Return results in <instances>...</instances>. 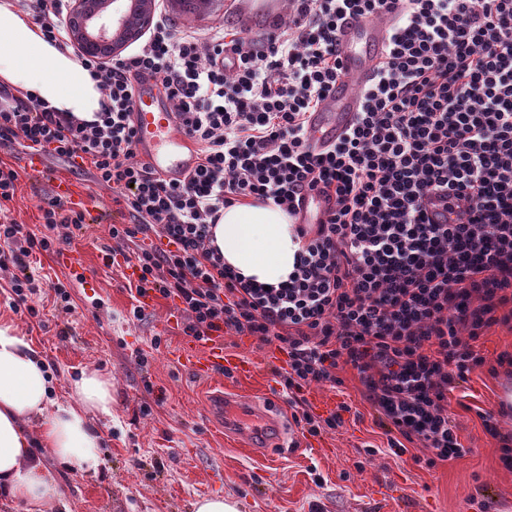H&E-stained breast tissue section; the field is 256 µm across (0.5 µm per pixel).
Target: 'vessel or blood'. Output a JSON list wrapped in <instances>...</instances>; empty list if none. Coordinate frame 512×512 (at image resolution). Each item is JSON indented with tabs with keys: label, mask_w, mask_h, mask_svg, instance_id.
<instances>
[{
	"label": "vessel or blood",
	"mask_w": 512,
	"mask_h": 512,
	"mask_svg": "<svg viewBox=\"0 0 512 512\" xmlns=\"http://www.w3.org/2000/svg\"><path fill=\"white\" fill-rule=\"evenodd\" d=\"M389 29L388 22L368 18L347 20L338 35L342 66L349 78L370 80L380 60ZM134 120L138 129L135 144L139 158L166 179L182 178L196 165L193 141L176 127L170 102L154 80L137 83L133 97ZM359 110L356 94L344 83L327 95L309 125V137L319 146L335 142L352 124ZM179 357L182 364L199 378L208 377L225 361L223 344L208 347L198 355L195 341H188ZM224 410V427L242 433L251 447L275 456L285 448V438L293 428L275 405L256 404L239 396L224 395L217 404Z\"/></svg>",
	"instance_id": "b4317fda"
}]
</instances>
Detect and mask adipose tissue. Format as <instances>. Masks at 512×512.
<instances>
[{
    "mask_svg": "<svg viewBox=\"0 0 512 512\" xmlns=\"http://www.w3.org/2000/svg\"><path fill=\"white\" fill-rule=\"evenodd\" d=\"M0 82L80 119L100 110L102 95L88 71L46 42L11 0H0ZM213 235L228 265L264 285L286 281L299 250L292 218L271 202L225 208ZM50 392L30 342L0 323V499L25 503L27 512H70L58 472L99 471L102 439L90 417L112 415V383L99 372H81L68 401L52 403Z\"/></svg>",
    "mask_w": 512,
    "mask_h": 512,
    "instance_id": "1",
    "label": "adipose tissue"
}]
</instances>
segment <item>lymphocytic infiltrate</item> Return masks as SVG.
Here are the masks:
<instances>
[{
  "label": "lymphocytic infiltrate",
  "mask_w": 512,
  "mask_h": 512,
  "mask_svg": "<svg viewBox=\"0 0 512 512\" xmlns=\"http://www.w3.org/2000/svg\"><path fill=\"white\" fill-rule=\"evenodd\" d=\"M69 0H14L44 39L70 49ZM286 34L261 38L194 31L156 17L139 51L110 61L79 56L103 97L95 120L56 111L0 85V149L22 146L92 167L131 221L109 230L107 264L124 259L139 298L177 302L185 335L224 334L277 345L276 374L301 432L343 426L347 404L314 414L303 392L338 387L356 369L395 456L420 443L426 466L464 455L448 393L478 368L512 376V354L487 361L477 346L512 323V0H289ZM395 15L362 109L342 139L314 152L309 121L344 78L337 32L350 18ZM233 56L225 67V56ZM150 77L171 102L197 165L168 180L137 159L132 99ZM19 170L0 160V268L13 309L28 297L33 253L58 251L60 226L85 210L61 197L41 206L43 234L10 218ZM324 197L319 223L298 224L287 281L269 288L227 265L213 246L226 207L271 201L296 216L304 195ZM437 197L462 224L430 223ZM136 243L133 253L118 249Z\"/></svg>",
  "instance_id": "lymphocytic-infiltrate-1"
}]
</instances>
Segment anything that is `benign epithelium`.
<instances>
[{
    "mask_svg": "<svg viewBox=\"0 0 512 512\" xmlns=\"http://www.w3.org/2000/svg\"><path fill=\"white\" fill-rule=\"evenodd\" d=\"M69 35L87 56L112 51L116 55L149 24L152 0H140L142 15L138 25L128 23L129 0H72Z\"/></svg>",
    "mask_w": 512,
    "mask_h": 512,
    "instance_id": "obj_1",
    "label": "benign epithelium"
}]
</instances>
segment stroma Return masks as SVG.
<instances>
[{"mask_svg": "<svg viewBox=\"0 0 512 512\" xmlns=\"http://www.w3.org/2000/svg\"><path fill=\"white\" fill-rule=\"evenodd\" d=\"M156 3L172 22L192 27L204 40L222 28L268 34L290 10L289 0H215L187 15L176 0ZM0 158L22 168L12 217L41 231L39 207L55 195L54 183L23 168L22 147L0 152ZM43 165L89 197L85 224L68 228L64 246L82 252L86 268L78 276L59 255L36 256L29 300L40 311L36 319L11 307L4 289L11 273L0 269V319L13 323L40 353L52 378V400L68 399L71 381L84 370L112 381V415L96 423L102 467L94 475H61L71 512H193L198 498L214 495L236 501L240 512H512V470L503 466L499 440L477 415L481 408L498 409L507 378L483 368L449 396L448 417L465 454L431 468L422 462L426 449L417 445L402 456L390 454L378 414L349 367L339 372L341 386L314 384L306 392L308 402L324 401L332 410L351 406L343 427L301 438L276 462L238 447L225 437L223 421L212 418L213 397L226 389L287 409L275 373L284 355L255 338L227 335L225 354L249 362L250 372L195 377L176 357L185 336L174 301L153 296L141 317H133L127 268L102 261L109 229L129 223L127 210L89 173L51 157ZM56 279L70 283L69 303L56 301L49 286ZM369 445L375 455L366 454Z\"/></svg>", "mask_w": 512, "mask_h": 512, "instance_id": "35a3bbf8", "label": "stroma"}]
</instances>
